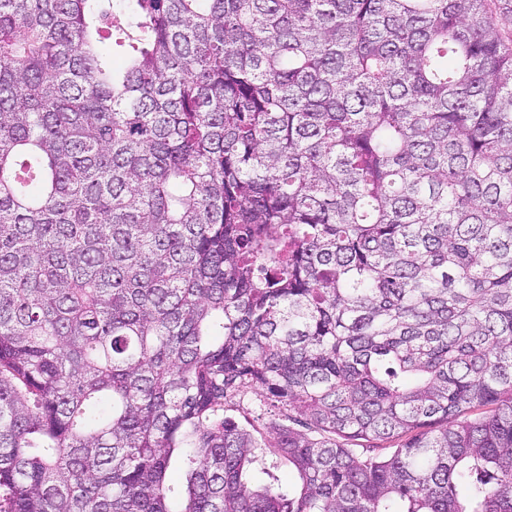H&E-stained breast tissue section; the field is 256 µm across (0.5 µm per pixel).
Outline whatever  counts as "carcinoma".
Returning a JSON list of instances; mask_svg holds the SVG:
<instances>
[{"label":"carcinoma","instance_id":"1","mask_svg":"<svg viewBox=\"0 0 512 512\" xmlns=\"http://www.w3.org/2000/svg\"><path fill=\"white\" fill-rule=\"evenodd\" d=\"M495 4L0 0V512H512ZM264 401H266L265 398L258 391L250 392L240 406L229 408L226 414L234 417L238 423L253 431L256 436L259 437V434L267 436V423L271 417L266 413L268 406L264 405Z\"/></svg>","mask_w":512,"mask_h":512}]
</instances>
